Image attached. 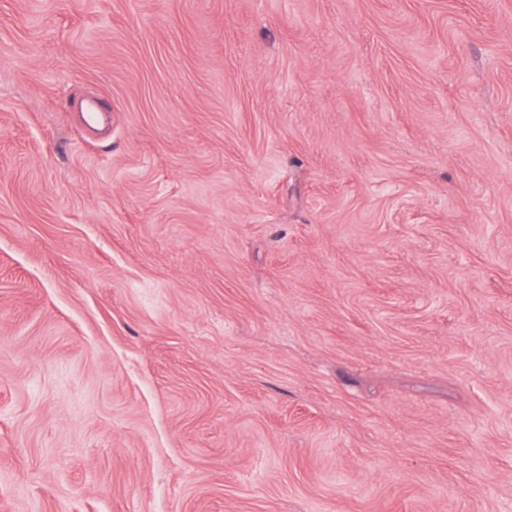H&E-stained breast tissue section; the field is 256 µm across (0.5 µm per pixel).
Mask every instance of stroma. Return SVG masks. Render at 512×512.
<instances>
[{"mask_svg": "<svg viewBox=\"0 0 512 512\" xmlns=\"http://www.w3.org/2000/svg\"><path fill=\"white\" fill-rule=\"evenodd\" d=\"M0 512H512V0H0Z\"/></svg>", "mask_w": 512, "mask_h": 512, "instance_id": "stroma-1", "label": "stroma"}]
</instances>
